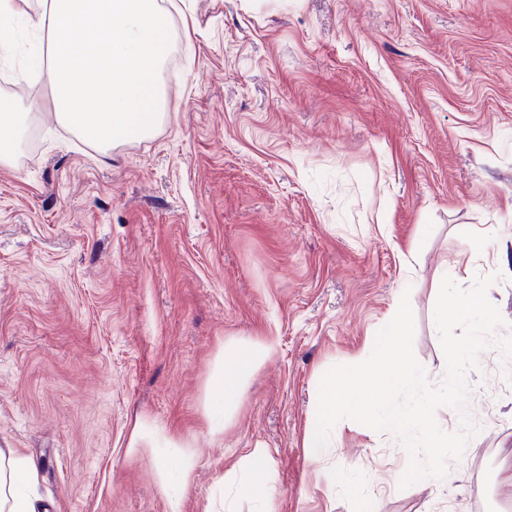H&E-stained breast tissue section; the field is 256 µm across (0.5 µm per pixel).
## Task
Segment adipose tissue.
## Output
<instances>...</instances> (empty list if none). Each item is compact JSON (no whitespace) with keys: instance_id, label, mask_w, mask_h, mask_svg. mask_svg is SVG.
<instances>
[{"instance_id":"1","label":"adipose tissue","mask_w":512,"mask_h":512,"mask_svg":"<svg viewBox=\"0 0 512 512\" xmlns=\"http://www.w3.org/2000/svg\"><path fill=\"white\" fill-rule=\"evenodd\" d=\"M26 20L45 32L39 57L57 122L101 156H111L130 138L146 135L163 117L160 74L168 39L167 16L159 0H0V23ZM33 105L19 94L0 96V165L10 163ZM262 347L246 346L226 361L209 386L206 422L223 433V406L238 405L241 376L258 364ZM178 459L168 512H183L194 480L195 459L186 443L169 442ZM270 456L252 449L243 459L244 488L268 502ZM40 466L11 448H0V512H41Z\"/></svg>"}]
</instances>
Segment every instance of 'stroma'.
Listing matches in <instances>:
<instances>
[{
    "label": "stroma",
    "mask_w": 512,
    "mask_h": 512,
    "mask_svg": "<svg viewBox=\"0 0 512 512\" xmlns=\"http://www.w3.org/2000/svg\"><path fill=\"white\" fill-rule=\"evenodd\" d=\"M154 131L105 158L52 115L39 35L0 46L33 104L0 165V446L48 512H167L164 446L196 455L185 512H474L512 475V360L471 372L477 434L407 489L392 434L344 419L306 446L323 374L373 350L402 293L431 384L443 277L498 274L512 337V0H164ZM484 242L470 252V239ZM269 347L222 435L216 362ZM150 438L137 453L134 430ZM267 449L263 507L234 477Z\"/></svg>",
    "instance_id": "stroma-1"
}]
</instances>
